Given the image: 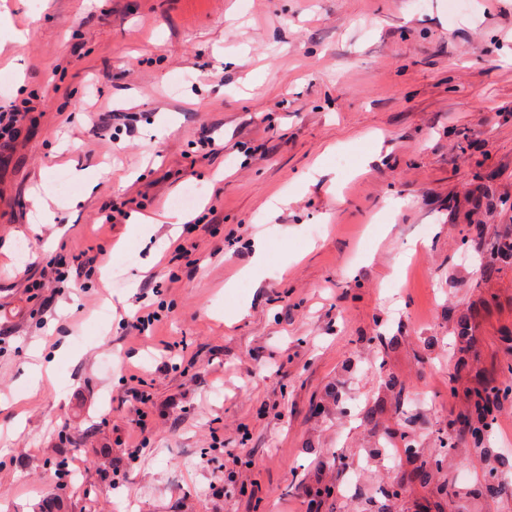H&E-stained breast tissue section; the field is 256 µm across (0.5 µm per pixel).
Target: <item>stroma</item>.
Masks as SVG:
<instances>
[{"label":"stroma","mask_w":512,"mask_h":512,"mask_svg":"<svg viewBox=\"0 0 512 512\" xmlns=\"http://www.w3.org/2000/svg\"><path fill=\"white\" fill-rule=\"evenodd\" d=\"M425 2L0 0L25 37L0 52V113L24 115L0 148V512L50 493L66 512H307L325 486L323 512H512V405L486 454L461 439L428 481L399 439L434 450L475 375L512 361V262L489 248L512 226V0ZM36 194L55 218L34 232ZM59 252L97 263L31 296ZM152 277L166 310L137 336L122 320ZM35 364L55 383L30 400ZM137 376L152 406L125 400ZM386 477L400 498L374 496Z\"/></svg>","instance_id":"stroma-1"}]
</instances>
